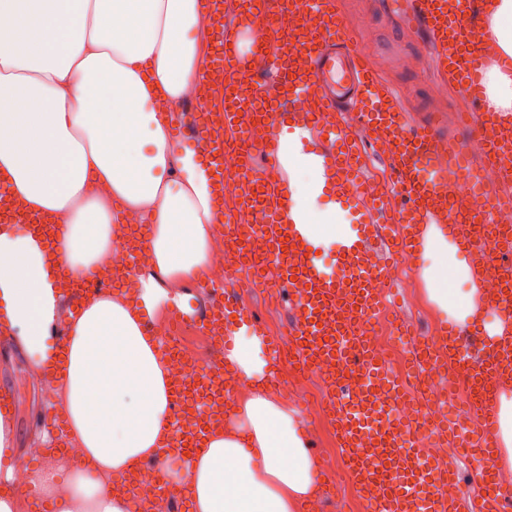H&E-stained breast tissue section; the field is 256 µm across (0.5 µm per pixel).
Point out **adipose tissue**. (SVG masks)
<instances>
[{
    "label": "adipose tissue",
    "instance_id": "adipose-tissue-1",
    "mask_svg": "<svg viewBox=\"0 0 512 512\" xmlns=\"http://www.w3.org/2000/svg\"><path fill=\"white\" fill-rule=\"evenodd\" d=\"M201 0H0V187L60 224L55 255L40 237L0 226V326L15 333L38 377H57L56 398L69 416L68 437L97 480L67 474L60 451L45 450L26 488L14 482L12 415L0 413V512H18L26 493L56 512H132L112 490L172 437L167 363L144 330L174 288L202 278L214 226L221 220L205 160L177 153L169 116L199 92L204 60ZM485 26L497 51L512 58V0H492ZM324 180L293 170L303 189L310 232L328 246L346 232L317 200ZM148 224L149 268L138 300L122 290L90 296L67 326L63 352L50 346L63 302L59 282L105 264L112 252L113 202ZM428 298L459 323L479 319L476 290L461 254L436 226L423 236ZM225 372L247 394L206 434L170 481L190 486L191 512H297L319 490L318 463L297 418L266 388L261 336L227 337ZM496 464L512 472V389L497 404Z\"/></svg>",
    "mask_w": 512,
    "mask_h": 512
}]
</instances>
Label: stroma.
Wrapping results in <instances>:
<instances>
[{"label":"stroma","mask_w":512,"mask_h":512,"mask_svg":"<svg viewBox=\"0 0 512 512\" xmlns=\"http://www.w3.org/2000/svg\"><path fill=\"white\" fill-rule=\"evenodd\" d=\"M339 12L348 25L349 40L367 53L370 64L394 89L410 118H417L429 108H463L464 102L456 92L444 97L432 94L431 86L436 80L432 49L415 33L399 28L394 17L383 9L381 0H339ZM410 56L419 59V69L402 67V59ZM238 294L241 303L274 335L287 332L291 320L289 299L268 304L267 295L260 288H242ZM389 301L399 322L411 333L423 334L441 328L447 321L429 300L425 280H418L412 297L400 282H393ZM2 389L13 399L17 452L40 447L43 434L57 435L58 429L50 421L57 405L44 394L39 378L29 370L27 356L12 338L0 343Z\"/></svg>","instance_id":"obj_1"}]
</instances>
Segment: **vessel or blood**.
I'll return each instance as SVG.
<instances>
[{
	"mask_svg": "<svg viewBox=\"0 0 512 512\" xmlns=\"http://www.w3.org/2000/svg\"><path fill=\"white\" fill-rule=\"evenodd\" d=\"M403 27L415 30L431 46L441 81L453 82L467 104L465 125L472 140L492 151L499 181L512 184V113L496 112L487 105L484 70L488 62L487 30L480 19L481 0H387ZM206 7L221 40L219 51L199 75L210 90L221 91L223 105L217 115L224 136L217 139L205 129L207 113L194 115L191 132L216 184H223L227 160L244 171L240 208L252 219L255 240L274 258L282 282L299 285L291 297L293 324L289 329L303 358L331 364L335 384L352 385L359 403L355 415L338 404L330 409L340 426L338 447L344 468L352 472L354 489L366 495L367 512H420L416 494L429 489L430 512H460L461 502L445 503L434 489L441 478L433 472L410 468L396 473L394 461L412 446L409 429L396 426L384 416L383 393L391 377L374 378L372 359L359 343L370 326L379 289L390 287L389 266L380 254L398 248L409 255L423 250V229L446 228L451 220L467 226V233L453 232V243L469 254H484L501 270L496 292H482L480 302L504 321L501 334L490 335L478 324L449 323L442 336L448 351L460 343L478 350L460 366L472 389L473 407L483 428L465 443L466 455L494 459L493 438L497 393L512 385V364L498 358L501 344L512 345V231L498 228L500 213L490 205L481 215L471 214L466 196L481 192L484 179L471 152L447 139L443 117L427 112L409 122L391 88L369 66L365 55L344 38L336 0H307L308 13L299 17L290 0H239L240 20L224 22V0H206ZM274 75L261 83L258 67ZM231 84L220 80V73ZM357 113L383 147L400 187L404 205L395 223H380L377 200L359 174L358 143L338 117ZM284 128L304 144L306 165L325 173L334 184L337 211H349L353 229L340 236L333 266L316 262L306 214L295 200L286 198L285 174L274 166L271 174H250V157L237 145V137L251 123ZM457 182L462 195L449 199L443 189ZM16 215L20 222L52 233V225L15 203L0 198V211ZM206 329L239 327L257 331L250 315L238 307L227 290L215 291L210 313L201 320ZM224 366H205L190 381L207 405H223ZM502 493L492 470H485L472 484L474 504L499 501Z\"/></svg>",
	"mask_w": 512,
	"mask_h": 512,
	"instance_id": "vessel-or-blood-1",
	"label": "vessel or blood"
}]
</instances>
